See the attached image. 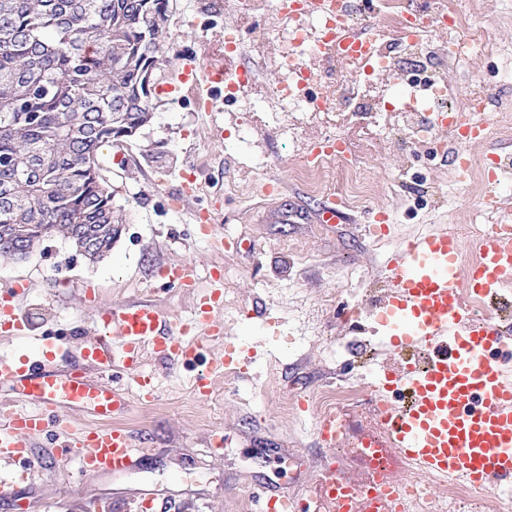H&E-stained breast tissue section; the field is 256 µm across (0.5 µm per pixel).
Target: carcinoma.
Segmentation results:
<instances>
[{
  "label": "carcinoma",
  "mask_w": 512,
  "mask_h": 512,
  "mask_svg": "<svg viewBox=\"0 0 512 512\" xmlns=\"http://www.w3.org/2000/svg\"><path fill=\"white\" fill-rule=\"evenodd\" d=\"M168 0H0V260L84 228L112 245L99 150L156 109L147 75L163 59Z\"/></svg>",
  "instance_id": "carcinoma-1"
}]
</instances>
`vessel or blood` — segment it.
I'll use <instances>...</instances> for the list:
<instances>
[{"label":"vessel or blood","instance_id":"1","mask_svg":"<svg viewBox=\"0 0 512 512\" xmlns=\"http://www.w3.org/2000/svg\"><path fill=\"white\" fill-rule=\"evenodd\" d=\"M184 80L213 105L223 100L224 65H186ZM501 227L479 243L480 260L459 279L462 248L447 229L408 239L386 262L385 293L376 302L386 327L387 352L395 361L366 398L377 441L413 460L437 478L465 480L483 489L512 495V324L499 314L501 288L512 285V211L500 213ZM484 297L490 313L483 326L471 323L464 292ZM223 292L202 295L191 318L173 322L150 302L110 307L102 328L90 341L73 345L70 337L46 343L18 356L0 359V389L12 401L0 404V460L17 462L0 476V494L31 478L38 460L31 437L48 423V409L67 402L90 411L95 421L63 427L57 457L81 472L121 476L138 464L142 451L131 431L114 425L131 401L154 400L158 382L144 371V354L153 353L172 367H198L196 391L209 394L210 374L244 360L245 351L229 344L223 358L211 354L221 337L212 324ZM14 295L0 294V330L21 334L24 325ZM332 512H399V486L360 484L335 465H325L315 487ZM156 493L145 491L125 502L98 498L94 512H152ZM257 512H308L307 502L288 492L263 488L255 494Z\"/></svg>","mask_w":512,"mask_h":512}]
</instances>
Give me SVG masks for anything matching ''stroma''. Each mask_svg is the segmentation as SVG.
Wrapping results in <instances>:
<instances>
[{"instance_id": "1", "label": "stroma", "mask_w": 512, "mask_h": 512, "mask_svg": "<svg viewBox=\"0 0 512 512\" xmlns=\"http://www.w3.org/2000/svg\"><path fill=\"white\" fill-rule=\"evenodd\" d=\"M459 10L484 25L490 37L512 43V8L506 0H456ZM237 23L242 53L237 64L254 66L268 46L272 15L259 8L238 18L236 0H169L166 48L173 68L151 121L127 144L103 146L101 173L115 207L127 223L102 259L92 261L58 236L44 239L21 261L0 260V290L19 289L22 338L0 336V356L21 354L31 339L91 336L96 321L111 306L148 300L165 311L191 313L198 293L207 291L214 272L224 269L241 309H217L215 323L224 337L240 339L253 362L237 365L234 375L211 378V393H189L194 369L172 368L147 355L159 393L149 404L132 402L120 418L145 454L138 469L112 478L62 467L55 455L58 426L91 422L85 410L62 404L52 409L45 432L34 440L42 461L32 484L0 498V512H14L15 499L27 512H85L96 497L133 498L142 490L162 492L178 512H253V485L306 496L328 457L313 432L315 417L282 396L304 398L335 382L353 358L328 355V347L354 342L377 328V292L362 291L359 328L327 312L315 321L313 309L337 295L351 271L370 278L383 275L392 250L426 228L467 223L482 200V186L465 183L449 190L447 160L426 151L410 154L398 143L377 150L362 130H350L358 146L356 161L372 195L366 207L347 211L335 224L319 214L328 199L314 195L294 178L307 147L324 133L310 125L301 142L281 136L287 113L270 118L250 115L243 102L220 112L197 111L184 97L179 70L186 60L205 63L220 52L224 26ZM258 122L248 144L237 147L240 125ZM197 168L204 192L181 189L183 174ZM255 185L254 193L228 194L225 180ZM275 180L272 193L262 187ZM453 201H445V193ZM388 215L390 244L375 246L365 231L370 215ZM187 263L191 288L163 285V264ZM295 337L283 346L281 339ZM249 396L251 406L240 404ZM298 464L288 467V457Z\"/></svg>"}]
</instances>
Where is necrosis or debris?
Segmentation results:
<instances>
[{"instance_id":"1","label":"necrosis or debris","mask_w":512,"mask_h":512,"mask_svg":"<svg viewBox=\"0 0 512 512\" xmlns=\"http://www.w3.org/2000/svg\"><path fill=\"white\" fill-rule=\"evenodd\" d=\"M377 18L367 32L374 41L371 54L328 53L323 44L336 43L339 36L357 30L363 19L357 12L346 15L329 11L305 19L277 13L269 64L282 79L272 98L253 97L254 85L226 73L224 84L230 94L248 99L252 109H272L295 116L297 124L320 126L328 140L344 142L345 136L335 123L344 116L347 123L371 128L375 141L387 144L401 139L408 148L427 145L435 154H444L456 142L462 126L480 127L512 142V113H489L495 83L512 81V47L498 44L487 29L458 13L452 0H441L432 14L421 16L412 34H405L409 0H376ZM446 34L445 42L432 40L433 31ZM493 60V75L476 69V58ZM321 59L336 65L349 77L337 93L314 95L310 82H297L295 73L307 59ZM461 72L467 77L463 86L448 82L446 75ZM317 192L339 199L352 207L369 195L359 183L348 157L334 151L319 156L297 171ZM362 386L342 381L312 391L308 399L318 416L335 421L336 432L344 441L334 458L342 469L362 465L368 477L378 478L394 467L406 473L404 497L413 501L418 512H512V500H505L489 489H476L466 483H453L448 497L434 501L431 481L422 479L409 460H397L389 449L375 445L371 429H352L341 422L339 413L362 396Z\"/></svg>"}]
</instances>
